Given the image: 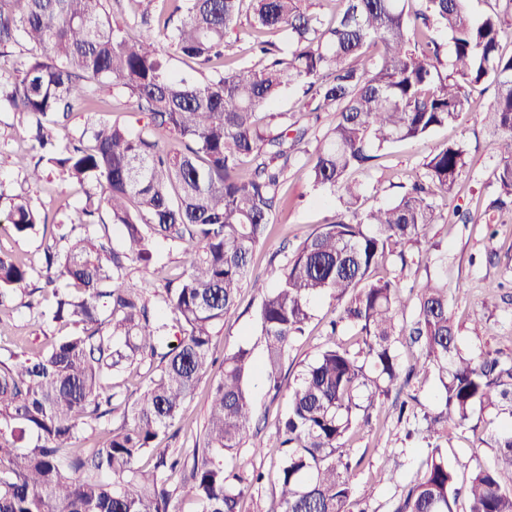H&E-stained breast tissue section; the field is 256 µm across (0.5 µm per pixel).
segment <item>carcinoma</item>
<instances>
[{
	"mask_svg": "<svg viewBox=\"0 0 512 512\" xmlns=\"http://www.w3.org/2000/svg\"><path fill=\"white\" fill-rule=\"evenodd\" d=\"M108 2L0 0V55L20 39L30 45L0 75V107L26 124L39 153L28 179L39 181L50 167L100 187L74 224L58 225L42 266L0 254V307L31 295L35 279L50 286L63 276L76 293L55 291L54 309L38 316L79 327L45 353L0 361V512H176L177 474L200 512H240L264 478L224 469V456L244 447L263 420L247 381L261 371L280 391L288 348L319 297L340 307L330 335L347 322L360 340L355 348L325 347L288 385L277 428V512H365L354 510L351 485L364 457H354L348 442L378 397L419 374L437 378L441 409L424 415L427 446L395 512H459L462 496L465 512H512V487L500 481L502 471H512V424L494 435L493 463L476 466L464 483L445 447L448 425H464L478 409L512 410V357L460 350L444 258L426 272L409 322L400 281L379 275L389 262L402 272L421 266L428 227L440 219L433 197L455 198L466 145L438 146L396 201L364 212L361 184L351 179L375 168L392 144L458 121L490 81L489 118L502 137L492 172L498 196L484 223L512 204V54L500 45L512 0L479 20L468 0H336L329 16L302 8V0H251L259 64L229 66L203 83L168 68L160 39L210 67L224 58V37L246 0H186L179 24L159 14L157 26L138 37L112 21ZM432 29L447 34L451 57ZM276 32L288 33L286 55L268 38ZM108 81L136 103L144 127L130 133L96 121L89 137L60 143L58 129L78 108L95 111ZM290 86L302 89L303 109L268 111ZM321 112L335 120L310 152L305 117ZM302 155L313 187L337 195L344 209L284 253L270 288L251 276L253 252L283 208L286 172ZM104 212L121 226V249L74 235ZM9 219L27 235L49 215L21 197ZM155 236L186 259L178 284L161 292L127 284L131 265L151 260ZM244 287L260 296L263 363L243 345L225 356L203 443L185 456L159 447L213 364L211 338ZM168 313L177 335H170ZM404 347L412 354L406 366ZM142 365L150 384L131 403L108 379ZM121 403V425L89 451L76 448ZM145 454L155 459L150 470L139 466Z\"/></svg>",
	"mask_w": 512,
	"mask_h": 512,
	"instance_id": "1",
	"label": "carcinoma"
}]
</instances>
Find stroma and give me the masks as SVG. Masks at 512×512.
<instances>
[{"mask_svg":"<svg viewBox=\"0 0 512 512\" xmlns=\"http://www.w3.org/2000/svg\"><path fill=\"white\" fill-rule=\"evenodd\" d=\"M492 92L478 98L472 112L459 122L435 130L418 141L398 142L385 150L378 166L359 174L363 187V208L393 202L402 184L423 174L424 159L442 143L463 140L468 149V164L454 203L437 199L441 220L428 229L427 238L447 258L449 300L457 322L462 327L458 342L463 350H503L512 354V210L497 214L496 233L488 235L485 224H464L454 216L451 206L459 204L474 214H481L496 193L491 173L498 156L500 135L484 120ZM31 153L24 138V127L13 114L0 112V251L41 264L46 234L36 229L17 235L8 221L15 195L25 197L32 207L47 212L55 223H70L75 209L87 195L98 193L96 184H81L63 179L58 172L46 171L41 181L27 178ZM287 203L279 212L269 237L255 251L253 272L267 276L274 264L283 259L282 246L298 245L309 233L327 222L341 204L326 190L314 189L303 164L291 167L286 175ZM184 269V258L170 242L158 238L153 243V258L148 267L132 266L128 284L163 288L176 280ZM37 310L13 303L0 310V360L26 350L44 352L59 338L71 333L63 323L42 322L38 311H50L55 305L51 290L36 292ZM260 298L244 289L237 309L226 317L212 338L217 360L203 377L195 394L185 404L177 436L168 439L171 451L179 453L202 439L209 411V388L220 375L218 363L238 346L252 348L255 359L264 356L257 311ZM481 314L482 324H474V314ZM336 315V304L321 298L311 304V319L304 335L296 337L283 364L282 374L293 380L302 366L312 361L329 341L326 326ZM249 391L258 412L267 414L247 447L224 457L226 469L248 474L254 470L266 475L242 504L243 512H274L275 464L277 449L270 442L275 433V419L288 409L287 394H273L262 374H254ZM412 400L414 410L398 415L395 405ZM439 386L435 378H418L398 393L379 397L370 410L368 425L350 440L355 454L364 463L352 476L356 497L362 498L367 512H394L403 492L417 474L424 450L421 413L435 411ZM512 421V415L493 411L475 412L461 428L448 430V459L460 477H468L476 465L492 462L495 454L493 435L499 424Z\"/></svg>","mask_w":512,"mask_h":512,"instance_id":"obj_1","label":"stroma"}]
</instances>
